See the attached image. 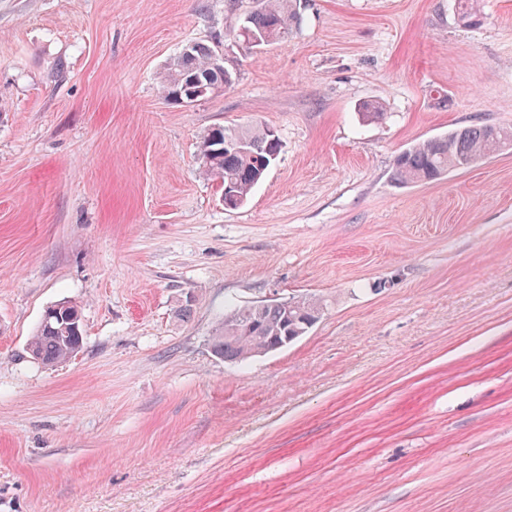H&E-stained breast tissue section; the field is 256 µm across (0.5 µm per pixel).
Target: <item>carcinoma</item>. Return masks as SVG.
Masks as SVG:
<instances>
[{
	"label": "carcinoma",
	"instance_id": "1",
	"mask_svg": "<svg viewBox=\"0 0 512 512\" xmlns=\"http://www.w3.org/2000/svg\"><path fill=\"white\" fill-rule=\"evenodd\" d=\"M457 12L466 26L481 23L477 0H457ZM296 22V0H260V7L249 13L234 38L243 44L257 40L261 48L271 46L288 39ZM215 53L216 48L195 42L180 52L166 75L165 96L179 92L187 98L186 91L196 79L218 82L211 66ZM510 145V126H463L401 151L393 160L392 176L403 184L434 181L451 169L462 168L466 159L483 160ZM200 153L204 172L223 179L228 194L224 208L234 210L248 201L252 189L265 177L278 156L279 143L267 126L255 125L235 133L215 127L204 137ZM296 304L297 309L290 311L278 302L233 309L229 317L242 324L255 323L257 331L252 335L243 331L231 334L222 325L212 336L213 351L226 360H244L265 353L276 337L306 335L309 325L320 319L323 307L307 298L298 299ZM68 305V301L57 303L59 312L47 321L40 320L27 347L31 359L55 365L82 349V323L72 321Z\"/></svg>",
	"mask_w": 512,
	"mask_h": 512
}]
</instances>
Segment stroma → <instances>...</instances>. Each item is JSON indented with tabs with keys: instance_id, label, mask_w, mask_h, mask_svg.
Here are the masks:
<instances>
[{
	"instance_id": "stroma-1",
	"label": "stroma",
	"mask_w": 512,
	"mask_h": 512,
	"mask_svg": "<svg viewBox=\"0 0 512 512\" xmlns=\"http://www.w3.org/2000/svg\"><path fill=\"white\" fill-rule=\"evenodd\" d=\"M0 0V512H512V150L402 185L394 157L512 126V0ZM223 44L232 86L167 101ZM367 102L385 117L366 120ZM263 123L281 151L225 209L199 145ZM323 316L245 362L232 307ZM84 346L45 366L44 310ZM189 316H179L181 305ZM259 2L261 6L249 13L246 23L234 35L247 48H263L288 39L298 20L295 0ZM255 40L260 44L252 45ZM183 48L173 60V63L170 64L163 85V93L165 97H169L174 93L180 92L183 99L175 97H169V99L179 104L190 105L195 103V101H192V103L185 101L187 100L186 91L195 79L203 84H206V81H211V84L214 85L218 82V78L217 76L215 77L212 71L213 68L221 72L225 71L226 73L228 70L224 68V51L220 46H218V52L216 47L195 42L184 52ZM216 52L217 54L214 55ZM66 306H70V302L64 301L50 306L60 307V309L47 321L42 316L27 347V353L34 361L43 365H55L82 349L81 319L79 318L76 323L72 321L71 310L65 308Z\"/></svg>"
}]
</instances>
